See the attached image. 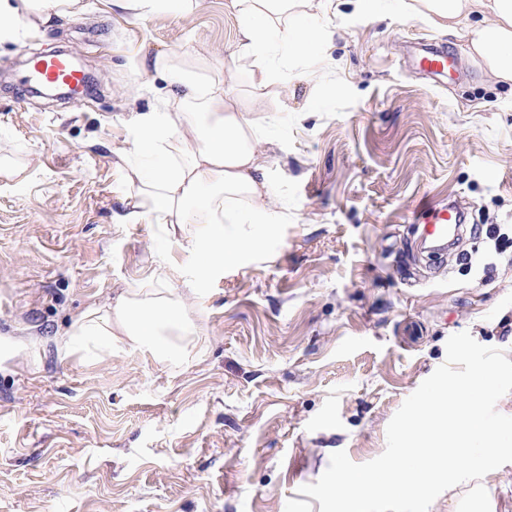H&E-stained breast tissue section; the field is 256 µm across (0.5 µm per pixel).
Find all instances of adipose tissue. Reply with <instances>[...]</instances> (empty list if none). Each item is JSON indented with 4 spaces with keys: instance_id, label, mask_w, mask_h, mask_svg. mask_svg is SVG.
<instances>
[{
    "instance_id": "adipose-tissue-1",
    "label": "adipose tissue",
    "mask_w": 512,
    "mask_h": 512,
    "mask_svg": "<svg viewBox=\"0 0 512 512\" xmlns=\"http://www.w3.org/2000/svg\"><path fill=\"white\" fill-rule=\"evenodd\" d=\"M239 21L234 63L246 66L255 87L278 86L269 64L282 51L289 64L319 51L326 39L312 23L317 0H232ZM82 0H0V38L16 30L49 25L79 13ZM403 15L422 17L434 27L460 31L469 54L497 82L512 84V0H404ZM155 69L168 80L161 110L135 116L138 147L164 152L177 142L180 160L151 171L133 170L136 203L129 219L157 215L166 224H194L206 215L212 229L198 248L209 263L232 264L252 253L256 242H229L228 224H261L269 213L270 190L261 161L258 121L247 119L240 101L211 82L192 78L164 57ZM178 301L159 294L140 299L120 295L103 308L85 311L73 325L77 336L111 339L120 334L138 349L161 356L165 336L186 333Z\"/></svg>"
}]
</instances>
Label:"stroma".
<instances>
[{
    "instance_id": "obj_1",
    "label": "stroma",
    "mask_w": 512,
    "mask_h": 512,
    "mask_svg": "<svg viewBox=\"0 0 512 512\" xmlns=\"http://www.w3.org/2000/svg\"><path fill=\"white\" fill-rule=\"evenodd\" d=\"M0 40V512H320L301 494L346 451L379 456L403 401L466 331L512 360V256L485 233L428 256L409 217L458 199L512 237V86L464 41L380 0L375 18L318 12L324 52L282 70L287 95L234 71L230 0L132 16L110 0ZM455 49L437 79L403 58ZM68 49L92 93L53 101L19 81L29 56ZM164 56L262 120L272 221L258 251L204 271L154 216L121 224L134 113L159 107ZM173 293L196 333L159 360L125 337L63 352L83 312L123 292Z\"/></svg>"
}]
</instances>
